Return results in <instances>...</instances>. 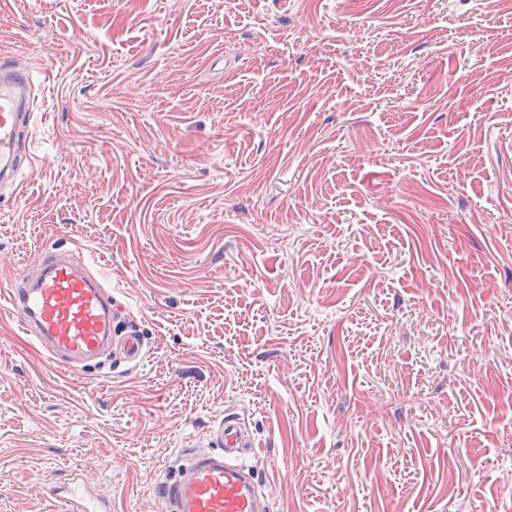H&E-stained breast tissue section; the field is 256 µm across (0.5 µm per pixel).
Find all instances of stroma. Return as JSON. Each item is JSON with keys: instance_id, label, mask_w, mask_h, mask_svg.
I'll return each instance as SVG.
<instances>
[{"instance_id": "35a3bbf8", "label": "stroma", "mask_w": 512, "mask_h": 512, "mask_svg": "<svg viewBox=\"0 0 512 512\" xmlns=\"http://www.w3.org/2000/svg\"><path fill=\"white\" fill-rule=\"evenodd\" d=\"M36 61L0 288L82 247L147 338L74 374L0 308V506L160 512L226 413L272 512H512V0H10ZM53 497L62 512H112V500L100 497L87 480L78 476L55 487Z\"/></svg>"}]
</instances>
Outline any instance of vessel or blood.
<instances>
[{
    "instance_id": "vessel-or-blood-1",
    "label": "vessel or blood",
    "mask_w": 512,
    "mask_h": 512,
    "mask_svg": "<svg viewBox=\"0 0 512 512\" xmlns=\"http://www.w3.org/2000/svg\"><path fill=\"white\" fill-rule=\"evenodd\" d=\"M34 66L22 56L0 58V184L19 190L32 158L25 142L33 116ZM21 319L25 335L52 363L72 373L110 358L132 367L146 355V338L126 317L102 276L93 275L81 249H43L21 282L0 292ZM205 451L191 450L159 486L161 512H270V490L245 462L254 441L231 413ZM61 512H112V503L80 477L53 490Z\"/></svg>"
}]
</instances>
